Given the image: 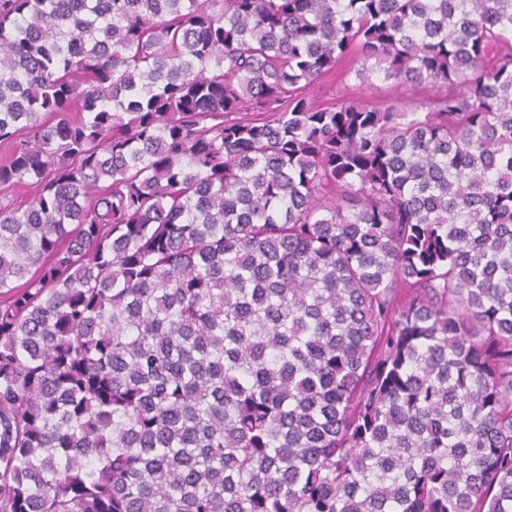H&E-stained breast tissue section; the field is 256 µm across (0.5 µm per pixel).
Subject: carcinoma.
<instances>
[{
  "mask_svg": "<svg viewBox=\"0 0 512 512\" xmlns=\"http://www.w3.org/2000/svg\"><path fill=\"white\" fill-rule=\"evenodd\" d=\"M0 144V512H512V0H0ZM348 84V88L344 90L336 81L334 82L330 78H325L316 85L311 95L318 103H328L332 101V98L337 99L338 96L342 94L350 95L354 92L356 88L355 85L357 84V80H354V76ZM437 93V89L428 85L394 87L381 81H374V85L366 90L365 100L370 105L396 101L416 107L432 99Z\"/></svg>",
  "mask_w": 512,
  "mask_h": 512,
  "instance_id": "1",
  "label": "carcinoma"
}]
</instances>
